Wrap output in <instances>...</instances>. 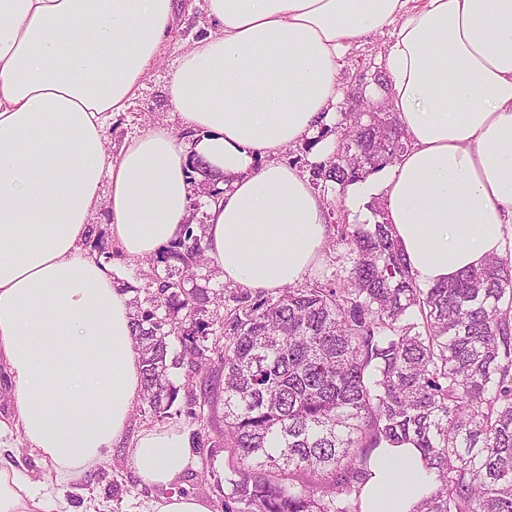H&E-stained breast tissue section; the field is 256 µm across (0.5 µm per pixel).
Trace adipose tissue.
I'll return each instance as SVG.
<instances>
[{
  "instance_id": "ef3b65f1",
  "label": "adipose tissue",
  "mask_w": 512,
  "mask_h": 512,
  "mask_svg": "<svg viewBox=\"0 0 512 512\" xmlns=\"http://www.w3.org/2000/svg\"><path fill=\"white\" fill-rule=\"evenodd\" d=\"M212 32L168 82L186 142L166 126L117 160L106 114L126 111L177 20L174 0H0V392L57 473L94 468L126 434L141 395L133 291L89 242L107 206L108 243L158 257L183 238L201 161L223 175L204 244L225 283L262 293L296 284L323 259L327 197L282 155L339 118L338 61L387 30L384 94L409 139L398 159L345 185L350 218L385 219L416 281L432 286L503 255L512 224V0H207ZM108 196H101V187ZM193 441L179 427L142 431L140 481L152 512H211L177 492ZM362 512H410L432 478L421 451L380 448ZM0 512H48L0 467Z\"/></svg>"
}]
</instances>
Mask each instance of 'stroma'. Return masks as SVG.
Wrapping results in <instances>:
<instances>
[{
  "label": "stroma",
  "instance_id": "obj_1",
  "mask_svg": "<svg viewBox=\"0 0 512 512\" xmlns=\"http://www.w3.org/2000/svg\"><path fill=\"white\" fill-rule=\"evenodd\" d=\"M178 21L158 59L146 73L143 84L125 113L107 118L103 132L104 149L109 158H119L129 140L157 125L176 126L169 101L168 77L179 56L200 38L206 26L205 0H177ZM388 34L376 33L347 50L339 60L342 90L340 107L345 112L366 108L380 110V101L371 100L369 91L378 72L376 60L384 51ZM169 377L178 389L177 398L165 418L144 413L142 403H135L128 438L154 427L178 426L201 438L193 444V457L183 472L178 490L208 501L213 512H224V503L214 490L215 471H226L228 455L223 449L221 412L204 414L202 422H191L183 415L188 393L184 371L171 369ZM0 463L12 466L21 481L45 494L49 512H151L156 499L154 489L141 485L131 462L130 446L112 449L106 460L88 473L65 478L40 453L30 448L20 436L8 437L0 447Z\"/></svg>",
  "mask_w": 512,
  "mask_h": 512
}]
</instances>
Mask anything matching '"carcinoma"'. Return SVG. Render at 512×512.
<instances>
[{
    "instance_id": "obj_1",
    "label": "carcinoma",
    "mask_w": 512,
    "mask_h": 512,
    "mask_svg": "<svg viewBox=\"0 0 512 512\" xmlns=\"http://www.w3.org/2000/svg\"><path fill=\"white\" fill-rule=\"evenodd\" d=\"M336 133L317 182L359 180L407 148L394 112H351ZM329 245L348 249L347 277L240 292L214 358L209 288L194 285L211 259L185 225L159 256L152 307L133 317L147 411L168 414L169 370L188 360V419L223 410L224 512H361L375 450L403 443L434 475L411 512H512V258L423 287L385 222L338 224ZM211 370L222 389L199 398L194 378ZM298 471L315 481L296 486Z\"/></svg>"
}]
</instances>
